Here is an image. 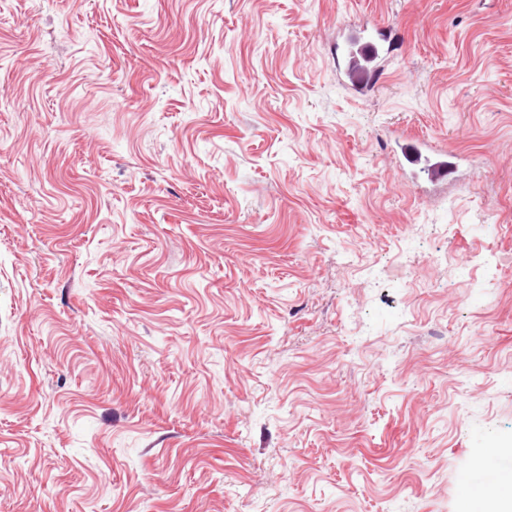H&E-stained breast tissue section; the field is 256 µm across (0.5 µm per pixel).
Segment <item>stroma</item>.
I'll return each mask as SVG.
<instances>
[{
	"label": "stroma",
	"instance_id": "1",
	"mask_svg": "<svg viewBox=\"0 0 512 512\" xmlns=\"http://www.w3.org/2000/svg\"><path fill=\"white\" fill-rule=\"evenodd\" d=\"M494 447L512 0H0V512H460ZM355 43L349 41L351 47L348 69L345 74L353 85H363L368 83V76L376 70V61L379 56L378 42L372 34H364ZM360 59L372 64L368 67L361 65ZM403 152L415 164L419 165L423 162V166L420 167V170L426 173L431 181L440 180L446 176L445 164L442 161L431 164L430 159L422 155L418 144L406 143L403 146Z\"/></svg>",
	"mask_w": 512,
	"mask_h": 512
}]
</instances>
